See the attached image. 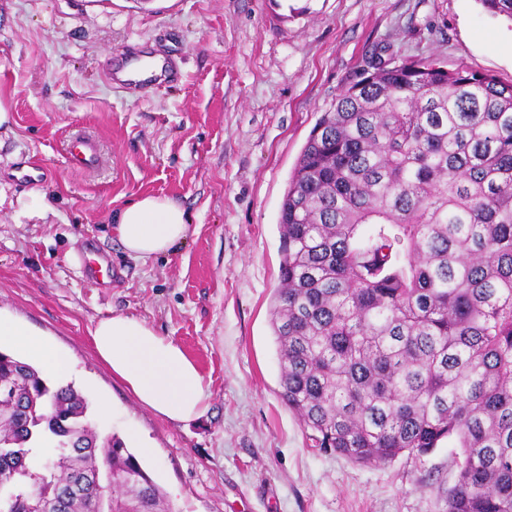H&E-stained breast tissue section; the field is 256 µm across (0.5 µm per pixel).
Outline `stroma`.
Here are the masks:
<instances>
[{"label": "stroma", "mask_w": 512, "mask_h": 512, "mask_svg": "<svg viewBox=\"0 0 512 512\" xmlns=\"http://www.w3.org/2000/svg\"><path fill=\"white\" fill-rule=\"evenodd\" d=\"M143 53L177 78L135 93L109 83L112 56ZM377 56L507 84L512 21L479 0H0V314L69 356L100 437L151 444L142 463L175 512L446 510L453 444L356 465L309 448L278 395L270 306L288 179L322 112ZM77 131L96 143V170L66 160ZM31 166L40 179L19 181ZM148 194L192 224L184 244L135 262L113 224ZM93 255L110 286L87 278ZM118 313L196 362L201 418L156 416L97 358L89 330Z\"/></svg>", "instance_id": "obj_1"}]
</instances>
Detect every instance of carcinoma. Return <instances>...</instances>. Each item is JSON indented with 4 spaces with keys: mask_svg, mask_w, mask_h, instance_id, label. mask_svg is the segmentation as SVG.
Here are the masks:
<instances>
[{
    "mask_svg": "<svg viewBox=\"0 0 512 512\" xmlns=\"http://www.w3.org/2000/svg\"><path fill=\"white\" fill-rule=\"evenodd\" d=\"M279 229V397L313 447L369 465L452 441L447 512H512V83L434 58L363 73L311 130ZM88 408L0 351V512H174Z\"/></svg>",
    "mask_w": 512,
    "mask_h": 512,
    "instance_id": "carcinoma-1",
    "label": "carcinoma"
}]
</instances>
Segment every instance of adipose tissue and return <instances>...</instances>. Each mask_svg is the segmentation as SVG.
<instances>
[{"label": "adipose tissue", "mask_w": 512, "mask_h": 512, "mask_svg": "<svg viewBox=\"0 0 512 512\" xmlns=\"http://www.w3.org/2000/svg\"><path fill=\"white\" fill-rule=\"evenodd\" d=\"M190 217L173 199L144 195L117 215L115 232L128 257L144 262L169 253L185 242ZM98 358L153 414L172 422L203 416L208 386L196 363L172 339L160 336L147 322L115 314L99 319L90 331ZM7 343L40 363L59 380L71 371L69 358L37 333L0 316V343Z\"/></svg>", "instance_id": "1"}]
</instances>
